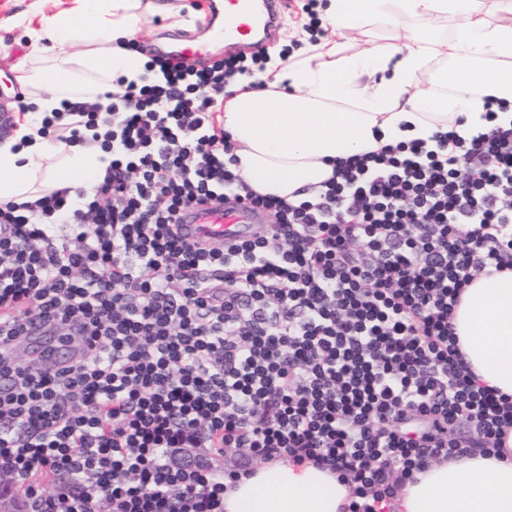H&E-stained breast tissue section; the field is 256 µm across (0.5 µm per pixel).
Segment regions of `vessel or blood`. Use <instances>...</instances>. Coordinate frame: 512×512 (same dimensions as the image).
I'll return each mask as SVG.
<instances>
[{"instance_id":"b4317fda","label":"vessel or blood","mask_w":512,"mask_h":512,"mask_svg":"<svg viewBox=\"0 0 512 512\" xmlns=\"http://www.w3.org/2000/svg\"><path fill=\"white\" fill-rule=\"evenodd\" d=\"M282 0H224V25L215 31L216 38L227 43L248 38L256 33L271 34L280 26ZM157 56L185 57L194 60L206 58L202 45L181 42H163L156 46ZM260 215L252 210H232L199 207L185 217L183 231L189 241L221 243L227 239L247 236L254 224L260 223ZM32 330L36 335L38 355L33 362L35 368L45 371L53 366L72 362L79 357L76 342L56 343L49 336L43 322H35Z\"/></svg>"}]
</instances>
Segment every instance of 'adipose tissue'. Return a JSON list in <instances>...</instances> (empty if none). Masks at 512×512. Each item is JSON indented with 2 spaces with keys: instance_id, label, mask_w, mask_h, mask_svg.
Listing matches in <instances>:
<instances>
[{
  "instance_id": "ef3b65f1",
  "label": "adipose tissue",
  "mask_w": 512,
  "mask_h": 512,
  "mask_svg": "<svg viewBox=\"0 0 512 512\" xmlns=\"http://www.w3.org/2000/svg\"><path fill=\"white\" fill-rule=\"evenodd\" d=\"M159 0H75L33 31L30 109L0 142V202H24L74 186L90 188L111 157L90 143L41 136L63 101L112 103L117 79L140 82L147 56L129 49L138 22L166 12ZM332 31L291 60L271 56L259 89L236 83L218 102L216 122L231 136L233 170L260 194L288 201L320 189L337 161L400 141L428 139L463 117V138L485 130V98L502 102L496 123H512V0H328ZM450 17L446 39L402 37L401 16ZM378 20L385 43L337 57L336 41ZM477 382L512 396V271L478 275L453 315ZM500 457L428 464L398 489L390 512H512V431ZM350 487L329 470L286 457L228 482L224 512H346Z\"/></svg>"
}]
</instances>
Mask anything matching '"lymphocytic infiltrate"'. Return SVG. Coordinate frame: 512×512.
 <instances>
[{"label":"lymphocytic infiltrate","mask_w":512,"mask_h":512,"mask_svg":"<svg viewBox=\"0 0 512 512\" xmlns=\"http://www.w3.org/2000/svg\"><path fill=\"white\" fill-rule=\"evenodd\" d=\"M150 64L164 83L44 121L111 151L92 190L0 203V310L20 312L0 345L34 314L85 346L48 371L0 355V471L28 512H224L223 477L173 464L177 448L313 461L349 480V512H388L429 462L498 453L512 398L475 384L451 319L475 275L512 269V126L384 146L290 202L231 171L209 123L263 59ZM197 205L275 221L192 244Z\"/></svg>","instance_id":"lymphocytic-infiltrate-1"}]
</instances>
